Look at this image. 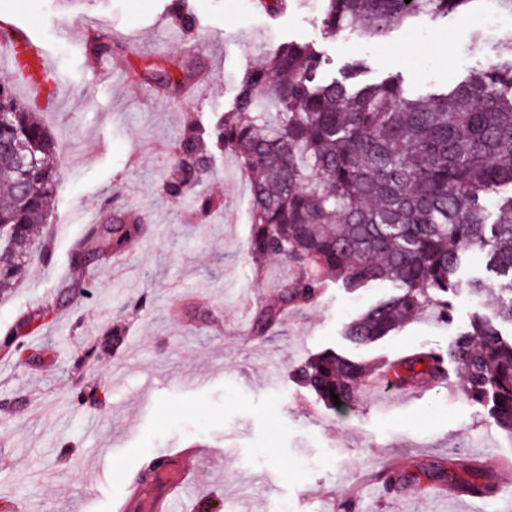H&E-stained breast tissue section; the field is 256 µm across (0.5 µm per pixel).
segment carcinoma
<instances>
[{
  "instance_id": "obj_1",
  "label": "carcinoma",
  "mask_w": 512,
  "mask_h": 512,
  "mask_svg": "<svg viewBox=\"0 0 512 512\" xmlns=\"http://www.w3.org/2000/svg\"><path fill=\"white\" fill-rule=\"evenodd\" d=\"M479 0H324L320 24L369 39L419 21L437 22ZM476 65L453 87L413 96L400 75L360 84L358 61L342 80L322 76L323 56L284 43L263 54L237 87L235 108L215 126L218 141L248 175L256 272L278 256L291 276L277 300L254 307L252 331L267 336L288 310L314 303L329 284L347 290L391 284L398 293L370 306L347 326L357 345L401 327L426 305L453 320L451 299L497 290L493 316H472L444 350L428 349L386 364L398 386H418L454 373L462 394L512 434V27L471 43ZM0 121V288L18 281L26 248L46 223L56 188V150L36 113L6 91ZM18 153L34 165L19 168ZM209 152L190 126L178 140L176 168L164 191L174 197L200 186ZM135 217L115 216L90 227L114 252L142 235ZM487 258L489 279L462 283L467 255ZM377 368L326 351L292 369V376L336 411L352 408ZM448 479L460 490L492 498L494 474L466 456L448 459Z\"/></svg>"
}]
</instances>
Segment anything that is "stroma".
Instances as JSON below:
<instances>
[{"instance_id":"35a3bbf8","label":"stroma","mask_w":512,"mask_h":512,"mask_svg":"<svg viewBox=\"0 0 512 512\" xmlns=\"http://www.w3.org/2000/svg\"><path fill=\"white\" fill-rule=\"evenodd\" d=\"M185 31L171 0H0V22L26 27L50 56L52 94L38 117L59 152V185L27 274L0 292V512H117L131 481L166 452L195 449V497L182 512H512V498H468L431 480L453 448L487 467L512 463V437L491 425L457 381L363 393L341 413L292 379L328 348L376 366L447 347L492 299L463 295L454 321L432 309L385 338L351 344L346 324L393 293L334 284L289 310L270 335L250 331L254 304L276 298L287 266L255 275L246 253L250 183L229 177L211 146L201 195L167 196L178 140L233 106L258 47L313 45L330 77L354 62L375 82L401 74L422 93L459 79L484 12L392 29L381 40L329 39L321 0H290L270 19L258 0H189ZM109 45L92 56L91 41ZM212 204L209 215L200 199ZM135 209L145 237L84 272L73 253L96 220ZM400 463L404 482L377 475Z\"/></svg>"}]
</instances>
